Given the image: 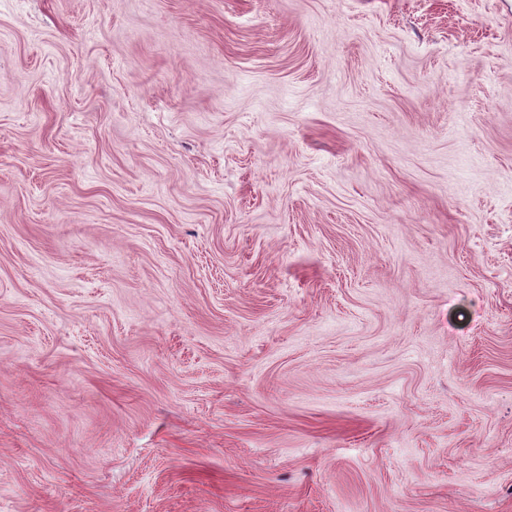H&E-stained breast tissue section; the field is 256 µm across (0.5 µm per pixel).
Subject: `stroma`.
Returning a JSON list of instances; mask_svg holds the SVG:
<instances>
[{"label":"stroma","mask_w":512,"mask_h":512,"mask_svg":"<svg viewBox=\"0 0 512 512\" xmlns=\"http://www.w3.org/2000/svg\"><path fill=\"white\" fill-rule=\"evenodd\" d=\"M0 512H512V0H0Z\"/></svg>","instance_id":"1"}]
</instances>
